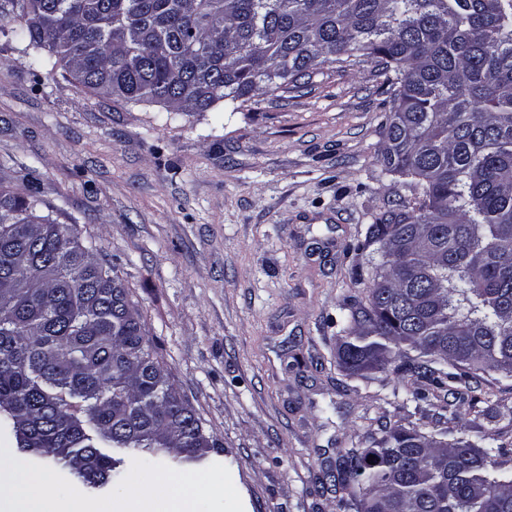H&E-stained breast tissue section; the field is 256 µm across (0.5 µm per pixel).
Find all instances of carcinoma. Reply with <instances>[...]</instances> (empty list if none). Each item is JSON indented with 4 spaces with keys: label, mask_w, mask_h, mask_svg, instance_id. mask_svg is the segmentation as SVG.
<instances>
[{
    "label": "carcinoma",
    "mask_w": 512,
    "mask_h": 512,
    "mask_svg": "<svg viewBox=\"0 0 512 512\" xmlns=\"http://www.w3.org/2000/svg\"><path fill=\"white\" fill-rule=\"evenodd\" d=\"M0 33L96 95L169 112L374 63L393 94L381 160L417 197L355 246L382 263L349 306L340 364L398 356L454 398L475 371L512 375V0H0ZM42 204L0 184V428L90 486L122 481L118 452L200 461L215 444L125 316L114 269ZM501 448L381 424L346 451L339 507L512 512Z\"/></svg>",
    "instance_id": "carcinoma-1"
}]
</instances>
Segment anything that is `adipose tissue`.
Masks as SVG:
<instances>
[{"instance_id": "obj_1", "label": "adipose tissue", "mask_w": 512, "mask_h": 512, "mask_svg": "<svg viewBox=\"0 0 512 512\" xmlns=\"http://www.w3.org/2000/svg\"><path fill=\"white\" fill-rule=\"evenodd\" d=\"M52 480L53 469L49 466L36 474L21 466L1 471L0 512H50L42 492ZM154 483L161 486V493L142 491L120 504L74 497L59 502L51 512H193L196 500L209 496L215 489L208 476L187 479L161 473Z\"/></svg>"}]
</instances>
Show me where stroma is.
<instances>
[{
    "label": "stroma",
    "mask_w": 512,
    "mask_h": 512,
    "mask_svg": "<svg viewBox=\"0 0 512 512\" xmlns=\"http://www.w3.org/2000/svg\"><path fill=\"white\" fill-rule=\"evenodd\" d=\"M392 109L370 63L207 112L117 102L33 71L0 36V180L35 176L42 214L76 225L117 271L171 381L217 446L186 473L216 490L197 512H341L331 486L345 452L388 422L448 424L503 445L512 467V377L480 375L474 398L411 401L407 374L351 376L337 348L348 306L379 255L370 224L414 198L382 162ZM93 489L56 471L47 506L122 500L139 470Z\"/></svg>",
    "instance_id": "stroma-1"
}]
</instances>
